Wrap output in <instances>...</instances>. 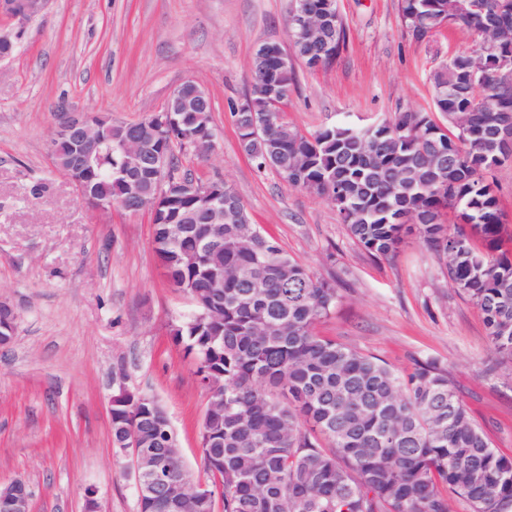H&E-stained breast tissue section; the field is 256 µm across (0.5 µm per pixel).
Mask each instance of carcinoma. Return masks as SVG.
I'll list each match as a JSON object with an SVG mask.
<instances>
[{
  "label": "carcinoma",
  "mask_w": 512,
  "mask_h": 512,
  "mask_svg": "<svg viewBox=\"0 0 512 512\" xmlns=\"http://www.w3.org/2000/svg\"><path fill=\"white\" fill-rule=\"evenodd\" d=\"M312 7L331 35L327 49L291 25L288 40L305 64L331 65L345 42L335 0H295ZM402 22L422 43L441 29L478 37L430 75L433 110L399 112L365 127L328 126L307 137L288 126L274 102L295 85L290 61L252 60L246 112L257 122L238 132L257 168H272L289 185L328 197L347 231L369 254L393 256L404 234L447 256L450 282L480 309L488 342L512 362V254L500 249L504 217L486 175L505 164L494 131L512 124V74L497 61L512 55V38H485L512 24V0H483L461 15L457 0H399ZM172 129V174L195 184L166 185L154 216L156 252L169 281L183 286L195 313L172 329L198 356L197 375L214 401L203 419L204 462L218 487L173 503L143 498V512H512V456L497 451L461 402L448 371L433 359L398 373L381 359L315 333L335 308L334 286L284 252L252 224L237 191L222 180L181 172L175 150L189 131L215 134L209 112H181ZM110 139L91 158L89 193L118 203L126 174L149 171L151 155L116 146L125 126L103 117ZM445 146L443 161L427 156ZM224 190V218L211 223L196 196ZM417 224H396V215ZM215 311L221 321L196 314ZM173 436L168 413L153 401L130 423L112 417V443L134 440L163 452Z\"/></svg>",
  "instance_id": "cac0c4a2"
}]
</instances>
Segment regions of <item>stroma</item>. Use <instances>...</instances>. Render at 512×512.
<instances>
[{
  "label": "stroma",
  "instance_id": "obj_1",
  "mask_svg": "<svg viewBox=\"0 0 512 512\" xmlns=\"http://www.w3.org/2000/svg\"><path fill=\"white\" fill-rule=\"evenodd\" d=\"M293 0H48L0 60V300L18 315L0 348V483L27 480L31 512H137L131 459L112 445L111 400L121 387L167 410L194 481H206L200 429L207 391L171 335L193 307L171 288L150 212L84 204L49 153L59 108L134 122L161 111L185 80L205 89L217 139L208 157L181 154L195 179L235 188L251 221L339 302L318 335L374 355L393 370L432 358L494 447L512 455V364L490 347L483 315L448 283L445 262L415 236L391 258L369 255L335 205L289 186L241 151L231 108L265 43L287 44ZM346 27L336 62L294 60L283 106L303 135L369 125L432 107L430 74L472 37L406 32L398 0H336Z\"/></svg>",
  "mask_w": 512,
  "mask_h": 512
}]
</instances>
